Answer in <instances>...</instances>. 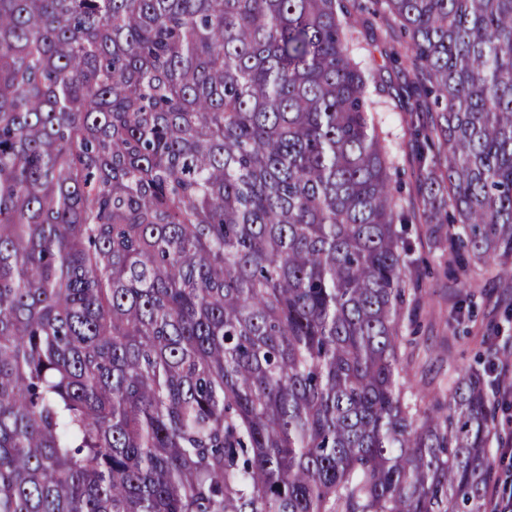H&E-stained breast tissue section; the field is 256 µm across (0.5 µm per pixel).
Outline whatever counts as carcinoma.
<instances>
[{"label": "carcinoma", "instance_id": "cac0c4a2", "mask_svg": "<svg viewBox=\"0 0 512 512\" xmlns=\"http://www.w3.org/2000/svg\"><path fill=\"white\" fill-rule=\"evenodd\" d=\"M392 106L511 277L512 0H0V512H484V373L403 381Z\"/></svg>", "mask_w": 512, "mask_h": 512}]
</instances>
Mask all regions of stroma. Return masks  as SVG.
I'll return each mask as SVG.
<instances>
[{
	"label": "stroma",
	"mask_w": 512,
	"mask_h": 512,
	"mask_svg": "<svg viewBox=\"0 0 512 512\" xmlns=\"http://www.w3.org/2000/svg\"><path fill=\"white\" fill-rule=\"evenodd\" d=\"M384 120L402 177L395 195L406 204L414 194V139L403 112L385 113ZM447 233V225L421 220L408 227L418 288L410 295L415 316L403 327L413 351L405 379L429 396L449 391L459 375L495 351H512V277L474 261L464 268L449 263Z\"/></svg>",
	"instance_id": "35a3bbf8"
}]
</instances>
